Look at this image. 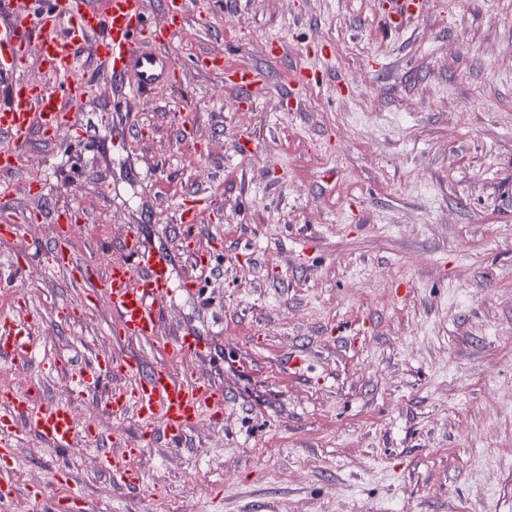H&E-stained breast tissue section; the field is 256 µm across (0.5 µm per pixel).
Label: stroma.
Returning a JSON list of instances; mask_svg holds the SVG:
<instances>
[{"instance_id":"obj_1","label":"stroma","mask_w":512,"mask_h":512,"mask_svg":"<svg viewBox=\"0 0 512 512\" xmlns=\"http://www.w3.org/2000/svg\"><path fill=\"white\" fill-rule=\"evenodd\" d=\"M198 10L169 49L185 80L151 101L83 53L75 128L33 136L16 173L48 191L41 223L0 237V315H28L44 353L0 359V390L41 386L103 438L22 436L13 512L72 484L82 512H512V0H419L396 29L390 0ZM206 51L257 67L267 96L195 67ZM301 66L316 80L294 84ZM62 207L80 261L122 259L128 227L170 254L161 334L196 329L206 359L113 340L111 307L51 269ZM99 355L222 385L224 412L140 447L134 416L72 395L69 369ZM105 452L139 485L113 482Z\"/></svg>"}]
</instances>
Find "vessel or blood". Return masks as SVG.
I'll return each instance as SVG.
<instances>
[{"label":"vessel or blood","mask_w":512,"mask_h":512,"mask_svg":"<svg viewBox=\"0 0 512 512\" xmlns=\"http://www.w3.org/2000/svg\"><path fill=\"white\" fill-rule=\"evenodd\" d=\"M185 0H166L160 17L148 21L144 0H51L48 8L27 11L19 0H0V172L17 170L34 134L52 139L73 124L88 83L69 81L82 48L107 62L112 76L130 71L135 80L130 98L144 101L168 82L179 80L180 69L168 48L182 31ZM51 75L57 91L29 78L31 63ZM250 101L267 93L265 77L255 70L232 72ZM33 210L22 209L0 217V235L14 236L33 222ZM67 211L53 215V266L71 274L79 265L69 251L62 229ZM124 258L113 263L98 283L100 292L118 316L119 334L125 339L153 342L171 296L172 262L144 238L126 233ZM40 348V338L20 315L0 316V359L28 361ZM169 359L203 355L205 344L195 332L185 331L166 342ZM118 370L102 357L94 364L73 369L71 386L76 395L99 390L100 405L115 415L134 414L141 426L168 443L179 444L198 422L224 411V389L203 378L177 376L167 368L128 370L130 386L109 387ZM33 435L48 446L66 450L96 437L92 424H78L69 405L44 400L37 387L0 393V455L9 456L17 439Z\"/></svg>","instance_id":"b4317fda"}]
</instances>
